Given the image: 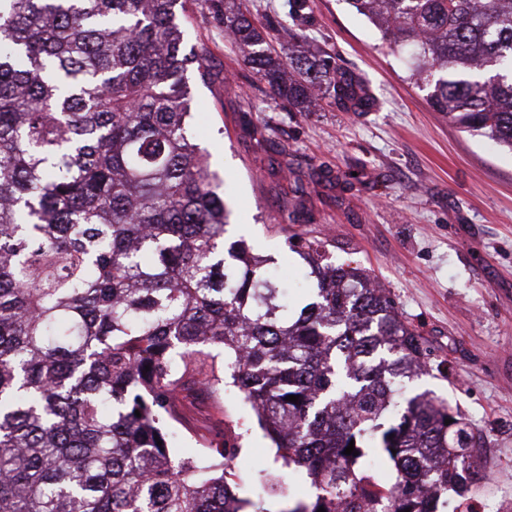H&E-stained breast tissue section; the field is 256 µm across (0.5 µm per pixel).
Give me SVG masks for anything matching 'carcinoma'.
Returning <instances> with one entry per match:
<instances>
[{
  "label": "carcinoma",
  "mask_w": 512,
  "mask_h": 512,
  "mask_svg": "<svg viewBox=\"0 0 512 512\" xmlns=\"http://www.w3.org/2000/svg\"><path fill=\"white\" fill-rule=\"evenodd\" d=\"M178 2L0 0V512H458L474 435L408 392L428 353L386 289L308 239L312 300L290 302L274 256L224 238L231 210L190 133L187 71L207 72ZM347 3L411 50L435 111L512 150V0ZM223 20L273 99L375 107L303 44L280 55L237 0ZM187 377L232 388L307 492L237 476L240 432L177 453Z\"/></svg>",
  "instance_id": "cac0c4a2"
}]
</instances>
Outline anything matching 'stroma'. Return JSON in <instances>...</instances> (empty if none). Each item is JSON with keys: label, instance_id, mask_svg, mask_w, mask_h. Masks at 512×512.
Here are the masks:
<instances>
[{"label": "stroma", "instance_id": "stroma-1", "mask_svg": "<svg viewBox=\"0 0 512 512\" xmlns=\"http://www.w3.org/2000/svg\"><path fill=\"white\" fill-rule=\"evenodd\" d=\"M272 20L287 49L303 36L318 56L359 75L376 99L354 114L321 100L309 112L275 103L210 10L189 0L187 48L208 76L188 71L192 133L224 181L225 236L309 279L287 240L330 243L336 264L367 269L389 290L440 373L412 382L448 401L483 438L486 479L469 492L478 512H512V151L449 124L410 81L403 52L384 44L345 0H246ZM181 453L246 423L244 461L275 450L249 406L229 393L182 394Z\"/></svg>", "mask_w": 512, "mask_h": 512}]
</instances>
